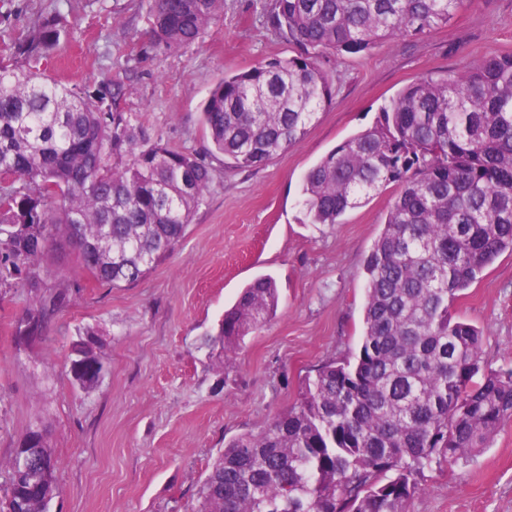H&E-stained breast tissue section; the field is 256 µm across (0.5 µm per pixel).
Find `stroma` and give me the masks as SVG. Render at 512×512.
<instances>
[{"label":"stroma","instance_id":"1","mask_svg":"<svg viewBox=\"0 0 512 512\" xmlns=\"http://www.w3.org/2000/svg\"><path fill=\"white\" fill-rule=\"evenodd\" d=\"M148 0H13L0 57L40 16L60 11L69 36L43 68L67 84L120 77L121 106L149 141L205 159L213 182L177 250L138 282H95L73 248L36 272L69 300L37 335L17 341L26 289L0 290V460L44 429L60 461L48 512H194L226 441L260 433L295 403L303 379L357 352L364 263L398 192L389 185L336 224H313L302 179L344 140L373 126L416 79L512 54V0H472L448 27L358 54L321 55L334 96L300 142L252 168L209 154L201 108L224 74L296 55L266 22L274 0H224V16L195 44L148 47ZM261 275L279 288L273 319L221 363L206 344L225 309ZM455 318L483 331L482 364L512 367V253L498 256L456 301ZM94 332L103 371L85 391L69 373L70 344ZM408 512H512V418L490 446L425 469Z\"/></svg>","mask_w":512,"mask_h":512}]
</instances>
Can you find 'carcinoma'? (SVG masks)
Masks as SVG:
<instances>
[{
  "label": "carcinoma",
  "mask_w": 512,
  "mask_h": 512,
  "mask_svg": "<svg viewBox=\"0 0 512 512\" xmlns=\"http://www.w3.org/2000/svg\"><path fill=\"white\" fill-rule=\"evenodd\" d=\"M470 0H275L270 23L299 54L226 74L202 107L212 149L250 167L302 140L333 96L324 52L357 54L451 25ZM224 0H151L150 45L198 42ZM67 36L41 16L0 63V267L29 269L22 340L54 320L68 289L45 290L34 270L71 246L113 287L132 284L182 240L210 191L212 168L189 150L150 143L119 110L121 81L94 91L40 72ZM399 192L364 263L358 353L305 379L288 412L258 434L224 443L198 490L196 512H407L416 477L488 447L512 418V370L480 382L482 332L453 318L461 293L512 252V54L404 87L370 128L304 175L313 224H337L384 187ZM275 280L249 283L208 339L228 360L277 310ZM76 384L96 387L103 363L91 335L72 343ZM40 464L19 486L18 457ZM59 461L31 430L9 458L0 512H46Z\"/></svg>",
  "instance_id": "obj_1"
}]
</instances>
